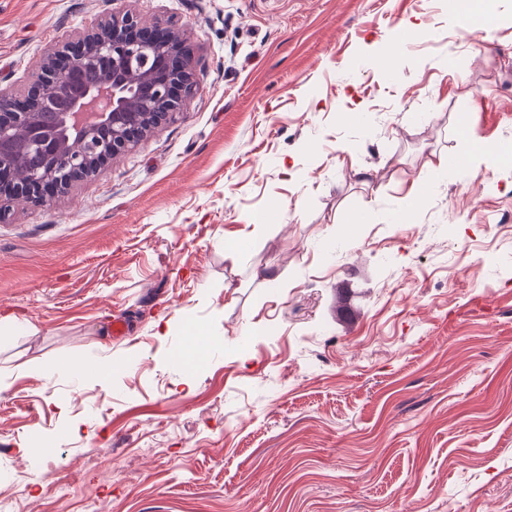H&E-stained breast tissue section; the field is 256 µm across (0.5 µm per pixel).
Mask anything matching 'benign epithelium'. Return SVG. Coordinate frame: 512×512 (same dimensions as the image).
Masks as SVG:
<instances>
[{
    "label": "benign epithelium",
    "mask_w": 512,
    "mask_h": 512,
    "mask_svg": "<svg viewBox=\"0 0 512 512\" xmlns=\"http://www.w3.org/2000/svg\"><path fill=\"white\" fill-rule=\"evenodd\" d=\"M198 89L186 31L114 15L47 56L23 91L0 86V198L48 202L182 112ZM37 153L54 165L19 174Z\"/></svg>",
    "instance_id": "1"
}]
</instances>
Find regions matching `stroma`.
Listing matches in <instances>:
<instances>
[{
  "mask_svg": "<svg viewBox=\"0 0 512 512\" xmlns=\"http://www.w3.org/2000/svg\"><path fill=\"white\" fill-rule=\"evenodd\" d=\"M485 5L483 36L453 0H0L1 86L127 12L198 82L0 214V512H512V165L450 163L512 144Z\"/></svg>",
  "mask_w": 512,
  "mask_h": 512,
  "instance_id": "35a3bbf8",
  "label": "stroma"
}]
</instances>
